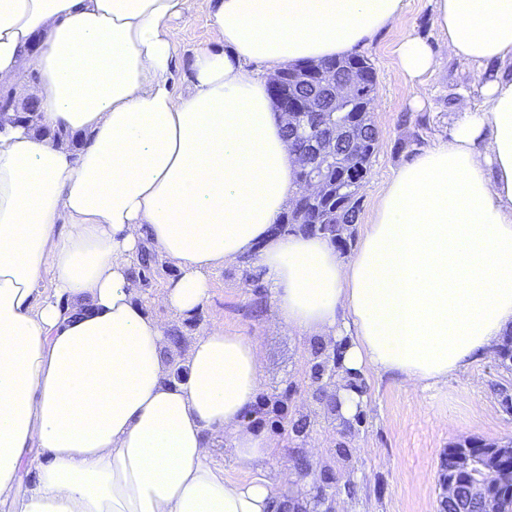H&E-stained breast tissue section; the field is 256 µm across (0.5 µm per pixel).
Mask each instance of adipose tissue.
<instances>
[{"label":"adipose tissue","instance_id":"adipose-tissue-1","mask_svg":"<svg viewBox=\"0 0 512 512\" xmlns=\"http://www.w3.org/2000/svg\"><path fill=\"white\" fill-rule=\"evenodd\" d=\"M196 0H0V512H290L289 485L232 481L230 447L271 443L241 418L261 388L254 337L204 329L169 382L168 324L252 256L280 318L346 341L345 369L410 387L447 382L512 332V0H435L451 59L476 70L448 137L388 181L355 256L271 228L296 158L267 74L367 44L403 0H216L217 44L171 86V22ZM397 75L436 64L417 36ZM176 273L152 304L132 277L144 243ZM52 290L42 289L44 271Z\"/></svg>","mask_w":512,"mask_h":512}]
</instances>
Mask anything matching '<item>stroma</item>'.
<instances>
[{
    "instance_id": "35a3bbf8",
    "label": "stroma",
    "mask_w": 512,
    "mask_h": 512,
    "mask_svg": "<svg viewBox=\"0 0 512 512\" xmlns=\"http://www.w3.org/2000/svg\"><path fill=\"white\" fill-rule=\"evenodd\" d=\"M400 19L373 36L359 53L377 75L373 121L379 143L370 173L361 189L357 233H364L386 183L417 151L412 141L415 99H423L427 126L424 145L447 137L455 113L449 94L481 105L475 71L450 61L440 46L435 0H404ZM213 0H196L193 13L173 22L176 93L191 87L188 61L195 51L214 45L211 27ZM407 36L428 41L436 68L426 85L397 78L394 49ZM250 296L238 265L228 264L212 276V296L203 311V324L185 328L194 339L202 327L219 325L225 332L255 337L260 355L261 390L269 392L290 377L300 376L310 337L288 330L276 308L254 319L246 314ZM366 390L362 422L347 431L339 417L317 403L308 385H301L288 402L289 415H306L314 426L305 441L310 481L323 469L336 476V512H442V462L451 444L469 439L487 443L512 441V412L502 406L512 396V372L501 368L496 355L467 366L457 378L428 389L411 388L387 373L361 372Z\"/></svg>"
}]
</instances>
